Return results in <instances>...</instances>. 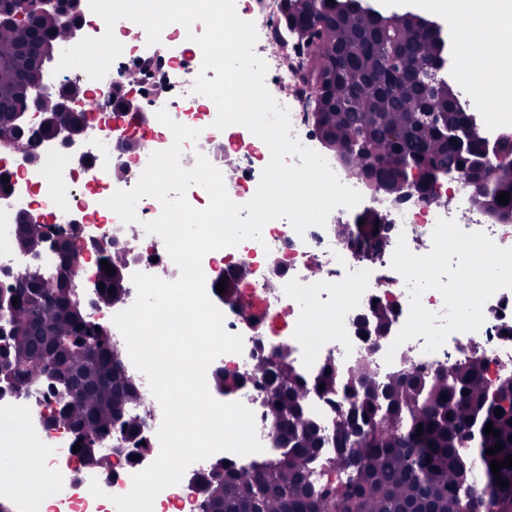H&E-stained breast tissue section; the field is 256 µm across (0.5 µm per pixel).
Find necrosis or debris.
<instances>
[{
  "label": "necrosis or debris",
  "instance_id": "obj_1",
  "mask_svg": "<svg viewBox=\"0 0 512 512\" xmlns=\"http://www.w3.org/2000/svg\"><path fill=\"white\" fill-rule=\"evenodd\" d=\"M235 4L238 16L256 27L259 56L280 91L279 104L289 112L292 136L323 152L342 183L359 191L373 210L387 215L390 239L381 250L358 258L336 234L337 224L348 214L340 207L331 212L325 226H312L300 234L289 221L274 219L264 225L261 240H246L205 255L202 270L207 293H214L221 280L235 283L232 296L224 300V328L243 339L241 353L220 355L206 375L214 377L221 369L243 378L230 399L253 411L263 449L244 456L221 451L194 462L178 484L158 493L153 512H203L201 476L214 462L248 467L271 458L262 408L264 389L249 378L257 360L288 352L306 377L315 376L329 363L342 370L365 360L381 379L404 366L430 369L446 364L449 357L477 353L485 360L488 377L512 374V272L503 268L504 260L512 259V220L476 210L470 190L457 180L443 181L437 200L400 203L352 175L345 157L324 151L312 130L310 91L299 71L301 38L297 31L282 27V0H235ZM411 11L432 16L448 29L452 81L461 92L462 109L469 112L481 137L494 143L512 136V85L498 86L501 106L493 112L484 109L471 90L473 78L464 64L467 48L456 31L477 24V17H448L432 0H415ZM113 31L124 54L142 64L141 84L150 94L138 110L125 112L117 106V97L129 91L123 78L125 67L118 60L99 80L79 69L59 72L54 64L46 65L39 91L59 92L71 80L85 90L84 96L71 99L70 109L85 116L82 146L89 161L82 167L72 166L67 148L49 142L35 160L17 153L0 154V176L9 179L8 189H0V268L22 263L14 245L16 224L22 215L36 212L53 229L65 231L71 223L79 224L73 239L78 276L96 275L101 255L120 249L139 253L138 272L176 280L180 269L163 239L136 231L105 205L116 191L136 185L151 153L170 147L172 133L157 118L161 110L200 132L196 143L183 145L184 167H192L196 153H203L222 173L234 202L247 203L256 193L270 150L245 126L214 128V102L200 105L188 99L202 57L181 48L183 26L168 25L160 43L154 45L131 20H118ZM128 138L142 140L144 153L121 152L120 142ZM451 254L459 262L450 272L444 259ZM482 278L487 286L470 292V285ZM377 297L390 302L397 316L391 335L371 343L362 338L360 322L370 318L371 302ZM243 305L255 308L252 321L240 319L238 309ZM52 410L50 393L43 387L0 400V427L21 425L41 449L36 467L49 471L62 489L53 498L21 492L12 458L4 452L0 453V500L10 502L15 512H117L114 497L129 493L134 474L159 455V402L151 401L147 409V444L113 458L112 483L101 497L89 489L91 476L72 451L69 430L47 427Z\"/></svg>",
  "mask_w": 512,
  "mask_h": 512
}]
</instances>
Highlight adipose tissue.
<instances>
[{"label": "adipose tissue", "instance_id": "1", "mask_svg": "<svg viewBox=\"0 0 512 512\" xmlns=\"http://www.w3.org/2000/svg\"><path fill=\"white\" fill-rule=\"evenodd\" d=\"M454 6L475 11L480 19L462 34L473 48L469 68L489 73L496 81H512V39L502 34L504 28L512 29V0H454Z\"/></svg>", "mask_w": 512, "mask_h": 512}]
</instances>
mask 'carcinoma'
Instances as JSON below:
<instances>
[{"mask_svg": "<svg viewBox=\"0 0 512 512\" xmlns=\"http://www.w3.org/2000/svg\"><path fill=\"white\" fill-rule=\"evenodd\" d=\"M288 26L303 39L302 68L311 91L312 119L324 145L346 154L351 172L388 191L392 197L410 182L434 195L438 173L463 171L474 188L477 207L501 219H512V152L494 163L491 178L475 169L483 140L458 138L472 125L448 81L432 90L417 83L433 65H443L446 42L439 27L415 14L387 15L359 5V0H283ZM66 29L57 14L23 15L0 29V139L30 147L28 133L12 113L28 97L42 64L50 62ZM393 35L400 65H388L383 42ZM432 119L424 120L421 113ZM359 145L351 146L352 138ZM509 202H497L500 193ZM364 224H359V221ZM389 224L380 211L356 215L352 224L336 226L337 235L365 253L387 245ZM41 229L19 222L15 245L37 250ZM61 271L35 277L18 269L8 290L18 304L0 312L8 335L0 348V381L20 390L43 382V364L52 361L65 376L67 390L52 422L75 427L84 435L81 454L103 464L100 439L123 415L130 439L143 426L132 409L149 402L144 388L127 371L112 337L91 329L85 309L75 298L68 276L75 265L69 242L60 249ZM113 274H101L97 303L117 307L125 301V251L105 257ZM393 310L373 306L371 330L390 326ZM84 334L88 345H70L67 337ZM485 365L465 357L431 372L397 371L382 382L362 361L341 373L347 413L328 435L309 412L310 388L332 390L336 376L321 373L308 382L294 369L288 353L258 360L250 377L266 384L265 420L283 458L260 469L226 466L203 477L209 503L206 512H406L410 506L429 512H475L476 504L493 512H512V469L495 482L490 462L512 456V377L490 384ZM502 416L495 415L496 408ZM500 436H487V423ZM422 434H416L418 425ZM502 444L494 455L486 449ZM333 448L335 453L324 454ZM323 461L329 477L311 482L315 464Z\"/></svg>", "mask_w": 512, "mask_h": 512, "instance_id": "cac0c4a2", "label": "carcinoma"}]
</instances>
